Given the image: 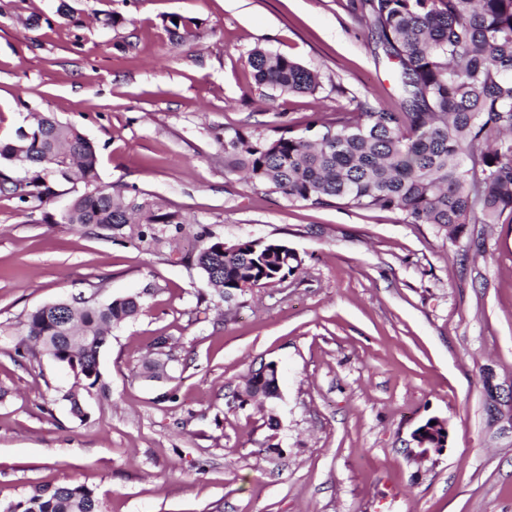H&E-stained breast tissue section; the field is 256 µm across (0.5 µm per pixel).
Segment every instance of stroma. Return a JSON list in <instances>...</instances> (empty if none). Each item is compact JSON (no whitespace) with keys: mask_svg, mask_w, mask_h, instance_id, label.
<instances>
[{"mask_svg":"<svg viewBox=\"0 0 512 512\" xmlns=\"http://www.w3.org/2000/svg\"><path fill=\"white\" fill-rule=\"evenodd\" d=\"M351 0H0V143L32 113L95 145L100 185L182 215V228L70 224L83 183L49 204L0 193V512L43 485L95 491L104 512H512V216L451 241L399 214L254 192L225 135L399 109L396 66ZM68 15H61V5ZM120 23H113V16ZM192 19L184 39L171 16ZM264 48L322 76L312 94L256 84ZM281 239L301 257L280 285L209 295L197 236ZM140 294L100 355L107 390L73 377L22 324L77 296ZM161 379L143 365L156 337ZM277 362L266 410L234 394ZM448 423L446 450L409 456ZM431 421L436 420H428L424 425H420V427L415 430V432L419 434V437L417 438L418 443L414 444L416 448H420V446H422V448H432L423 455L418 454V452H414L413 458L417 461L428 458L432 451L438 453L443 449L435 447L444 442L443 438H445L446 434L443 432L442 428L439 427V423L437 421L434 425H431Z\"/></svg>","mask_w":512,"mask_h":512,"instance_id":"35a3bbf8","label":"stroma"}]
</instances>
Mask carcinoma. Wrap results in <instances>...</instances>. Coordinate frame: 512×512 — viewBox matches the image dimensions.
I'll list each match as a JSON object with an SVG mask.
<instances>
[{
  "instance_id": "obj_1",
  "label": "carcinoma",
  "mask_w": 512,
  "mask_h": 512,
  "mask_svg": "<svg viewBox=\"0 0 512 512\" xmlns=\"http://www.w3.org/2000/svg\"><path fill=\"white\" fill-rule=\"evenodd\" d=\"M355 15L396 61L400 110L358 102L357 111L315 119L301 132L272 138L239 131L224 139V163L244 173L253 190L280 193L314 207L332 204L395 212L406 224H429L451 241L470 224H497L512 214V0H357ZM249 66L258 84L281 94L313 93L320 76L288 56L254 49ZM0 144V160L27 165L21 185L0 169V193L25 204L54 196L51 179L76 178L85 191L72 199L70 224L116 229L182 224L178 212L135 204L120 190L98 185L94 144L76 127L38 117ZM196 255L206 287L232 300L292 275L301 259L287 244L240 241L228 247L206 240ZM140 296L107 304L59 301L32 311L26 338L71 366L83 390L100 382L99 357L112 326L136 318ZM274 377L258 387L247 380L237 395L245 405L266 398ZM417 446L443 443L439 424L416 429ZM10 512H103L89 488L42 486L7 505Z\"/></svg>"
}]
</instances>
